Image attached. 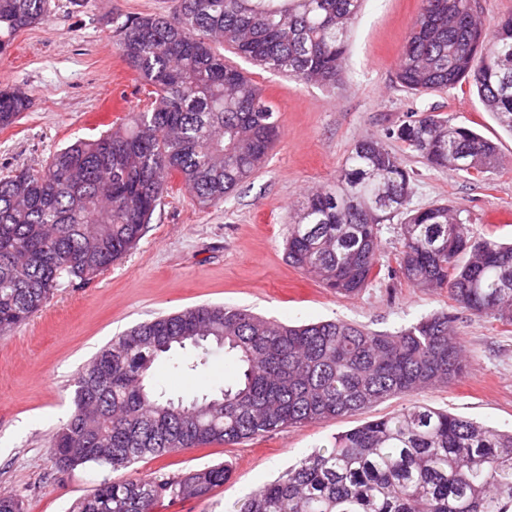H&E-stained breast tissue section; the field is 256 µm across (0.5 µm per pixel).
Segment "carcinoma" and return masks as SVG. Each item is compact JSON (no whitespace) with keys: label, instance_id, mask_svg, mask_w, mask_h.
<instances>
[{"label":"carcinoma","instance_id":"1","mask_svg":"<svg viewBox=\"0 0 512 512\" xmlns=\"http://www.w3.org/2000/svg\"><path fill=\"white\" fill-rule=\"evenodd\" d=\"M470 0H422L397 79L416 93L476 87L512 132V17L487 33ZM363 0H175L168 14L118 15L112 34L148 87L147 109L95 138L56 151L42 172L0 175V335L40 311L63 284H84L121 259L179 176L203 206L224 203L265 163L279 117L264 90L224 61L227 45L263 68L334 86ZM52 0H0V54L47 22ZM31 106L0 88V130ZM389 135L430 165L480 179L496 146L432 112ZM412 176L385 143L352 146L336 181L290 216L288 263L338 296L381 275L448 289L457 308L512 326V245L477 236L446 204L409 207ZM399 217L398 269L380 262L381 230ZM456 316H426L394 333L340 320L300 326L226 305H201L141 323L112 339L80 372L75 409L51 437L59 472L109 469L70 512H154L224 485L219 463L178 476H128L147 457L352 415L466 372ZM192 347L199 373L211 353L232 355L235 376L217 390L174 400L152 383L156 361ZM237 512H512V430L499 431L411 405L341 433L256 489Z\"/></svg>","mask_w":512,"mask_h":512}]
</instances>
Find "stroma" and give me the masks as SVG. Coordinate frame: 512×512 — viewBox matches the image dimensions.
Segmentation results:
<instances>
[{
    "mask_svg": "<svg viewBox=\"0 0 512 512\" xmlns=\"http://www.w3.org/2000/svg\"><path fill=\"white\" fill-rule=\"evenodd\" d=\"M171 0H53L50 21L21 32L0 55V84L28 92L32 103L0 131V174L45 169L51 155L94 138L148 98L112 36L115 15L166 14ZM421 0H364L350 32L341 80L327 88L270 72L225 49L224 58L261 86L277 107L280 136L266 163L223 204L203 208L173 182L138 244L80 286H62L30 320L0 337V493L17 495L24 512H68L106 472H57L48 450L71 415L74 380L96 353L130 327L202 304L247 308L287 324L339 319L394 331L450 310L447 291H422L400 279L372 281L360 294L336 296L289 265L287 220L307 194L335 180L360 138L385 140L414 174L410 206L451 202L468 211L470 230L512 240V133L462 83L413 94L396 78ZM414 112H432L494 142L501 167L476 180L435 168L388 130ZM456 334L469 366L456 382L393 397L333 420L289 427L228 447L186 448L135 464L136 473L178 475L221 462L231 477L211 495L160 505L157 512H232L262 484L336 434L417 404L500 430L512 428V326L458 312ZM180 350L155 363L169 396L191 398L200 383L222 386L232 374L223 353L204 378L180 373L192 357Z\"/></svg>",
    "mask_w": 512,
    "mask_h": 512,
    "instance_id": "obj_1",
    "label": "stroma"
}]
</instances>
